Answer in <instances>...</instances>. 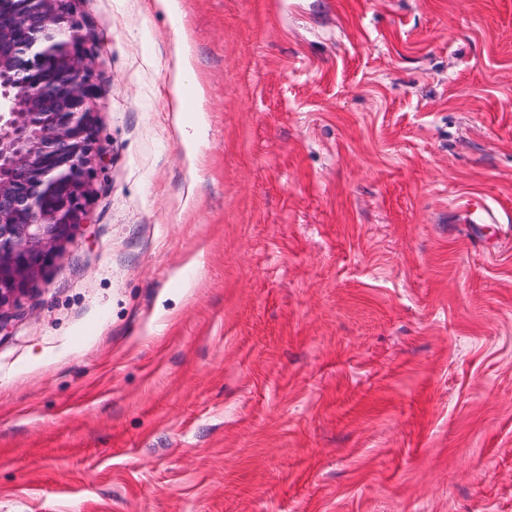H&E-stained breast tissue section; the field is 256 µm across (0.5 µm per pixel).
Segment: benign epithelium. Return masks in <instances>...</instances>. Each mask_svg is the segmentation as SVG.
Returning a JSON list of instances; mask_svg holds the SVG:
<instances>
[{
	"label": "benign epithelium",
	"mask_w": 512,
	"mask_h": 512,
	"mask_svg": "<svg viewBox=\"0 0 512 512\" xmlns=\"http://www.w3.org/2000/svg\"><path fill=\"white\" fill-rule=\"evenodd\" d=\"M70 0H0V330L84 215L98 88Z\"/></svg>",
	"instance_id": "benign-epithelium-1"
}]
</instances>
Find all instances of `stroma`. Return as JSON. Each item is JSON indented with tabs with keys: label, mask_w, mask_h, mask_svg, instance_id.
Wrapping results in <instances>:
<instances>
[{
	"label": "stroma",
	"mask_w": 512,
	"mask_h": 512,
	"mask_svg": "<svg viewBox=\"0 0 512 512\" xmlns=\"http://www.w3.org/2000/svg\"><path fill=\"white\" fill-rule=\"evenodd\" d=\"M72 0L86 218L0 332V512H512V0ZM452 213L458 222L468 224L470 243L483 246H487L492 237L502 234L503 226L512 222L510 211L476 193L458 196L452 203Z\"/></svg>",
	"instance_id": "obj_1"
}]
</instances>
